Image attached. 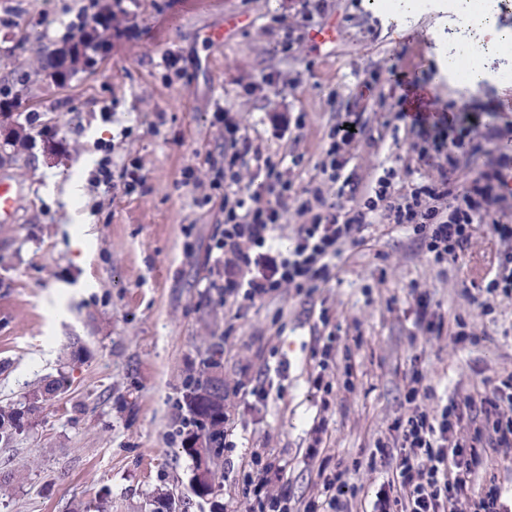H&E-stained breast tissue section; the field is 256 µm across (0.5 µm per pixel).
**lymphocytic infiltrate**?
Wrapping results in <instances>:
<instances>
[{
    "label": "lymphocytic infiltrate",
    "instance_id": "obj_1",
    "mask_svg": "<svg viewBox=\"0 0 512 512\" xmlns=\"http://www.w3.org/2000/svg\"><path fill=\"white\" fill-rule=\"evenodd\" d=\"M232 150L224 156L230 174L224 184V231L214 248L224 258V296L253 303L288 286L314 294L328 282L336 260L345 249L364 244V230L373 215L389 223L407 225L432 255L435 263L456 260L471 244L476 224L490 221L494 235L508 249L500 257L487 292H512V225L497 219V207L506 185L504 172L512 168V155L502 152L485 169L476 171L463 185L452 177L460 170L461 155L449 153L447 168L438 180L402 193L394 188L395 171L389 170L368 185L344 176L347 164L338 145L355 135L344 125L330 129L331 141L320 165L318 184L303 189L299 210L307 215L289 244L274 231L288 214L290 184L283 182L277 162L253 150L249 137L224 112H215ZM253 161L261 178L243 188L235 168ZM337 185L341 204L328 202L324 186ZM479 398L449 400L437 410L424 407L431 395L420 373L406 387L401 412L389 427L388 438L377 439V454L391 471L371 503L370 512H507L497 485L473 491L472 477L484 464V452L512 451V374L488 378ZM466 427L463 437L456 428ZM282 468L273 461L261 463L244 481L243 493L253 500V512H291L286 491L273 490ZM320 491L304 512H348L354 488L349 467L320 466Z\"/></svg>",
    "mask_w": 512,
    "mask_h": 512
}]
</instances>
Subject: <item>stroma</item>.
<instances>
[{"instance_id":"1","label":"stroma","mask_w":512,"mask_h":512,"mask_svg":"<svg viewBox=\"0 0 512 512\" xmlns=\"http://www.w3.org/2000/svg\"><path fill=\"white\" fill-rule=\"evenodd\" d=\"M91 1L0 0V177L20 197L16 220L0 223V404L57 372L68 377L67 390L0 447V474L15 476L0 512H71L103 491L111 512H146L160 488L186 512H210L190 490L181 403L187 371L215 348L224 512H250L242 485L257 453L279 459L297 512L319 493L324 457L356 465L355 500L370 501L388 470L370 454L400 412L412 369L432 390L431 410L512 373V293L485 290L502 247L482 223L463 257L438 264L408 226L378 215L366 246L338 258L335 278L312 296L284 287L252 304L227 302L210 247L224 226L214 178L228 146L212 114L227 112L291 181L278 230L287 240L307 221L297 198L346 114L358 115L363 135L340 153L362 184L392 169L408 192L447 166L451 131L416 140L398 117L393 73L417 79L430 112L466 118L464 149L483 147L471 151L470 170L512 150V112L502 109L512 79L501 77L512 56L483 58L489 78L472 87L448 72L461 25L434 31L430 10L397 38L386 6L364 0H96L112 10L106 51L55 74L45 59L76 40ZM228 14L237 30L208 41ZM106 154L113 182L135 161L143 186L127 196L92 184ZM188 167L196 182L186 186ZM418 291L441 335L417 327ZM459 319L478 344L455 341ZM76 338L88 349L78 361ZM327 343L333 360L322 372L316 357ZM318 377L329 391L316 389ZM256 385L266 400L251 395ZM485 459L474 487L495 479L512 512V454L491 449Z\"/></svg>"}]
</instances>
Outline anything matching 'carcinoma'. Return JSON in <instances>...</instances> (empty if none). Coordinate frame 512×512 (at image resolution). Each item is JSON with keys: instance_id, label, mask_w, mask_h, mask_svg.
<instances>
[{"instance_id": "cac0c4a2", "label": "carcinoma", "mask_w": 512, "mask_h": 512, "mask_svg": "<svg viewBox=\"0 0 512 512\" xmlns=\"http://www.w3.org/2000/svg\"><path fill=\"white\" fill-rule=\"evenodd\" d=\"M112 27V14H97L91 18L90 31L79 42L83 48H95L101 44V32ZM220 363L213 357L206 362L207 372L189 377L184 384L183 400L189 415V425L194 430L187 432L183 451L192 459L193 468L190 487L200 498L211 500V512H223L217 500L215 466L220 457L224 440V378ZM68 378L60 372L44 386L29 391L24 401L14 405L0 406V447L7 448L24 432L32 416L41 406L64 392ZM206 441V447L197 448L195 442Z\"/></svg>"}]
</instances>
